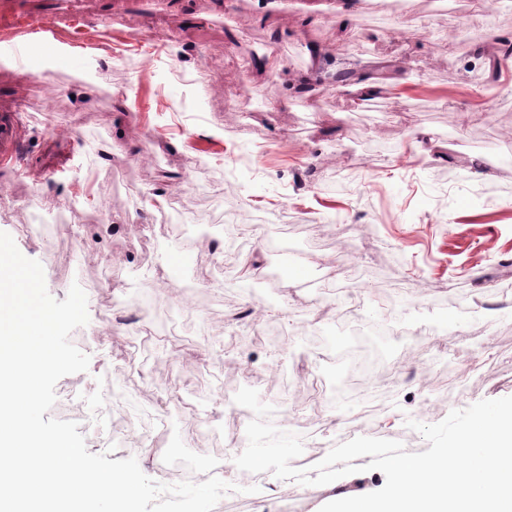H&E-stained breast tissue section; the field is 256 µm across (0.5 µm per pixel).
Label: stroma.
Returning a JSON list of instances; mask_svg holds the SVG:
<instances>
[{
	"mask_svg": "<svg viewBox=\"0 0 512 512\" xmlns=\"http://www.w3.org/2000/svg\"><path fill=\"white\" fill-rule=\"evenodd\" d=\"M342 3L0 0V27L23 50L0 64L18 144L0 166V232L42 264L53 298L85 292L89 321L73 336L90 365L56 398L90 417L112 389L113 457L152 480L161 452L194 458L207 480L220 449L194 435L245 426L243 387L317 461L359 436L422 452L407 420L512 396V164L480 165L512 156V64L478 76L488 35L512 48V0L478 15L469 0H357L344 26ZM350 70L382 72L397 92L363 100L314 82ZM225 208L263 263L255 304L235 255L208 247ZM197 228L209 238L185 249ZM279 241L306 248L308 265L276 258ZM313 279L338 286L337 311L318 316ZM141 300L158 329L182 305L189 346L134 344L135 325L107 323ZM364 320L406 333L361 384L310 338ZM166 387L191 391L194 407L170 406L157 449L149 416ZM384 483L377 470L309 487L242 471L222 512H319Z\"/></svg>",
	"mask_w": 512,
	"mask_h": 512,
	"instance_id": "1",
	"label": "stroma"
}]
</instances>
